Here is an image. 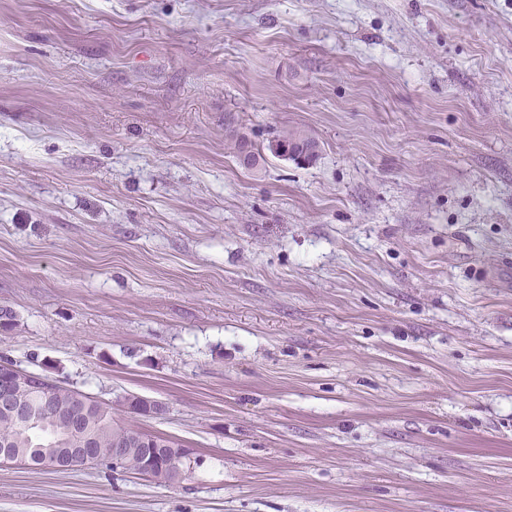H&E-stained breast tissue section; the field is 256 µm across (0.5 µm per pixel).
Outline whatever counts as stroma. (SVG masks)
<instances>
[{
  "label": "stroma",
  "instance_id": "1",
  "mask_svg": "<svg viewBox=\"0 0 512 512\" xmlns=\"http://www.w3.org/2000/svg\"><path fill=\"white\" fill-rule=\"evenodd\" d=\"M0 308L198 460L0 512H512V0H0ZM275 145L281 151L275 153L277 156L286 154L292 160H311L318 151V144L314 138L294 130L284 132Z\"/></svg>",
  "mask_w": 512,
  "mask_h": 512
}]
</instances>
